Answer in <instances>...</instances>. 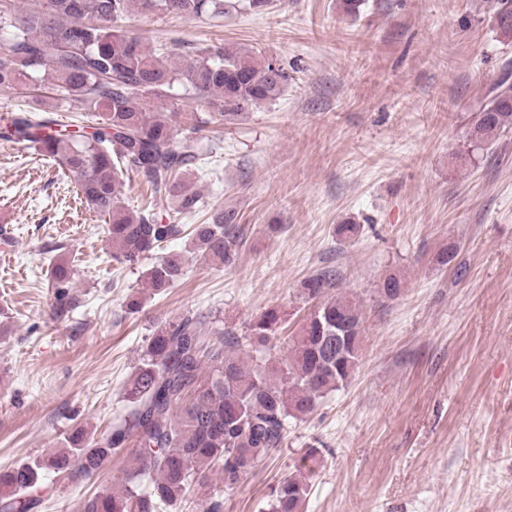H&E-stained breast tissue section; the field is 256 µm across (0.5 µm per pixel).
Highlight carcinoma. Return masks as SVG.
I'll return each instance as SVG.
<instances>
[{
	"mask_svg": "<svg viewBox=\"0 0 512 512\" xmlns=\"http://www.w3.org/2000/svg\"><path fill=\"white\" fill-rule=\"evenodd\" d=\"M497 27L512 36V0H497ZM229 0H0V92L27 95V110L0 126V139L25 142L76 180L82 200L108 219L112 259L134 266L183 233L153 210L128 209L123 180L134 172L147 182L153 200L173 201L178 214L192 215L200 198L188 192L189 174L206 146L176 132L145 107L173 88L210 110L221 125L284 93L288 73L274 58L222 44L186 53L164 45L148 49L116 23L135 9L189 18L219 19ZM52 90L77 109L96 114L92 131L70 130L47 116L40 91ZM512 62L477 107L473 143L491 142L512 126ZM239 214L213 205L189 232L193 253L232 265L242 244ZM186 258L170 252L142 276L155 292L178 282ZM75 272L66 259L50 270L54 319L76 308ZM335 278L321 271L305 282L316 305L305 318L288 354L275 356L281 321L273 309L250 322L239 338L221 327L218 315H185L155 327L142 364L126 393L127 418L101 437L77 428L67 448L0 471V512H37L46 500L51 474L70 480L97 475L131 437L138 448L127 457L120 491L84 501L83 512H157L181 502L192 485L211 489L213 480L232 489L264 464L287 437L290 420H301L321 399L345 386L357 370L364 341L362 309L329 294ZM244 347L243 355L224 347ZM312 455L300 458L270 492L268 512H303L313 474Z\"/></svg>",
	"mask_w": 512,
	"mask_h": 512,
	"instance_id": "cac0c4a2",
	"label": "carcinoma"
}]
</instances>
